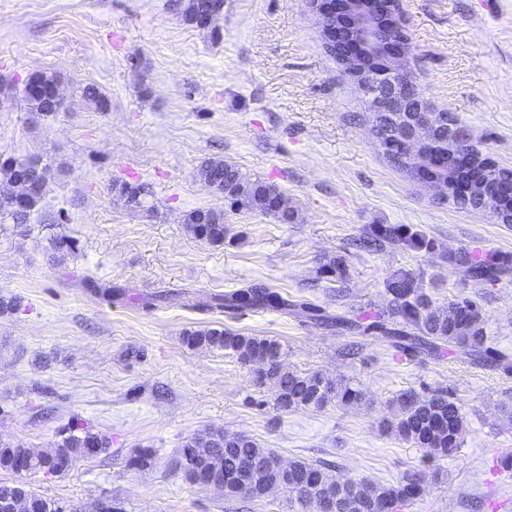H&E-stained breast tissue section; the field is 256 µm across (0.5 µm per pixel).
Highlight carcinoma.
<instances>
[{
    "mask_svg": "<svg viewBox=\"0 0 512 512\" xmlns=\"http://www.w3.org/2000/svg\"><path fill=\"white\" fill-rule=\"evenodd\" d=\"M216 0H179L181 20L199 30L217 33L209 11ZM26 108L42 115L60 111L48 99L23 95ZM377 143L384 156L396 167L416 179L419 173L401 158L405 148L396 140L378 132ZM22 171L37 172L48 178L49 169L38 156L9 157L0 162V177L13 182ZM201 179L209 184L220 177L224 182V198L247 211L271 216L281 224L295 219L294 211L280 205L281 192L273 184L252 179L236 165L222 158H208L199 168ZM29 215L8 208V199L0 196V223L20 228ZM185 223L193 234L211 244L224 243V211L214 208L196 209L186 215ZM360 250L378 252L387 247L419 250L428 241L390 224H372L353 242ZM445 259L457 266L466 280L478 287L493 285L512 275V256L498 252L450 251ZM390 297L384 312L364 316L330 314L303 298L289 299L260 283L248 284L212 298L214 307L231 310H284L301 315L316 324L330 327L353 337L371 336L389 346L416 354L435 356L443 349L460 354L471 362L512 370V356L488 342L485 315L481 306L468 297L448 300V306H435L425 292L421 280L404 272L392 275L384 283ZM184 341L191 348L223 351L250 367L259 386L275 389V405L282 410L321 408L331 400L349 405L364 398V392L345 378H330L320 372L301 373L290 370L283 361L281 345L268 338L246 336L224 328L205 327L186 332ZM398 414L386 427L397 432L426 456L446 457L460 447L464 420L460 407L444 391L420 394L401 392L396 398ZM209 440L188 438L181 457L194 460V468L180 464L185 478L201 484L210 480L224 487V496L246 494L261 499L277 489L287 493L291 512H314L323 504L325 512H400L422 492L421 479L413 471L404 473L393 484H377L342 475L320 461L295 459L283 467L278 456L263 448L251 436L217 428L209 432ZM110 447L109 439L75 424L64 429L61 439L47 450L29 448L21 442L0 440V470L14 472L18 461L27 463L29 472L45 476H61L76 462L89 460L88 449L99 452ZM30 512H63L58 502L27 490Z\"/></svg>",
    "mask_w": 512,
    "mask_h": 512,
    "instance_id": "cac0c4a2",
    "label": "carcinoma"
}]
</instances>
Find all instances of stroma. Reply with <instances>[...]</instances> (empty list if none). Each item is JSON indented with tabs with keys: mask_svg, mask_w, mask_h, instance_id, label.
<instances>
[{
	"mask_svg": "<svg viewBox=\"0 0 512 512\" xmlns=\"http://www.w3.org/2000/svg\"><path fill=\"white\" fill-rule=\"evenodd\" d=\"M408 64L422 96L454 116L497 164L512 169V0H399ZM219 39L189 27L173 0H0V159L41 155L60 167L28 229L0 232V440L54 447L74 422L104 434L107 452L62 476H29L37 493L74 507L104 497L123 512H288L277 492L228 498L178 466L193 434L243 433L283 462L327 461L390 484L419 473L402 512H512V375L447 355L411 357L277 310L227 312L210 297L262 283L333 312L385 308L384 282L405 271L435 305L464 295L487 334L512 354V277L485 288L442 262L452 249L512 254V224L440 204L384 157L366 99L323 48L307 0H224ZM57 75L66 111L28 112L23 88ZM92 84L101 110L83 99ZM221 157L275 184L293 223L237 209L199 176ZM143 185L141 207L113 191ZM224 211V242L196 238L184 217ZM417 232L429 250H354L367 225ZM68 239L57 258L49 238ZM344 258L336 281L324 266ZM219 327L277 340L288 368L359 384L357 405L283 411L235 357L184 342ZM448 390L465 435L444 458L382 427L405 390ZM150 469L132 465L140 449Z\"/></svg>",
	"mask_w": 512,
	"mask_h": 512,
	"instance_id": "1",
	"label": "stroma"
}]
</instances>
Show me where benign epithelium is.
<instances>
[{
  "instance_id": "7a95c632",
  "label": "benign epithelium",
  "mask_w": 512,
  "mask_h": 512,
  "mask_svg": "<svg viewBox=\"0 0 512 512\" xmlns=\"http://www.w3.org/2000/svg\"><path fill=\"white\" fill-rule=\"evenodd\" d=\"M371 0H334L319 12L322 29L336 31V49L346 64L345 72L366 94L370 109L384 116L388 133L403 141L407 159L415 170L425 171L433 166L434 157L428 145L438 130L448 127V168L460 160L456 148L462 134L453 121L440 118L433 107L422 97L416 86L405 81L408 72L409 47L393 37L395 20L402 18L398 0H386L391 15L387 29H378ZM382 39L386 66L368 71L361 64L362 50L366 44ZM474 181L465 187L456 177L448 181L426 179L423 184L436 199L456 195H471L479 207L489 212L499 224L512 223V174L506 175L496 167L478 163L470 166ZM41 179H24L11 194L16 208L27 206L29 197L35 195Z\"/></svg>"
}]
</instances>
